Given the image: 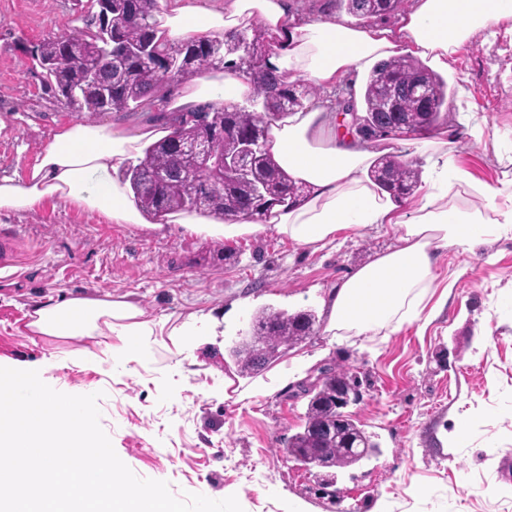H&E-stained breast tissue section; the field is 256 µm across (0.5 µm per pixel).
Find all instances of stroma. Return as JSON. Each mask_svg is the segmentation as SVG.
I'll list each match as a JSON object with an SVG mask.
<instances>
[{
	"label": "stroma",
	"instance_id": "stroma-1",
	"mask_svg": "<svg viewBox=\"0 0 512 512\" xmlns=\"http://www.w3.org/2000/svg\"><path fill=\"white\" fill-rule=\"evenodd\" d=\"M75 0H0V176L24 179L35 156L76 116L47 87L33 50L80 27ZM450 89L465 86L487 123L473 139L456 129L457 166L477 184L500 185L512 140V48L475 33L448 63ZM0 234L30 250L21 284L0 283V364L39 363L43 381L78 395L99 393L100 424L119 458L139 477L167 482L172 494L236 496L243 512H337L339 493L356 512H512V240L436 254L447 299L428 296L418 319L389 334L335 336L327 330L330 293L357 268L393 248L389 227L342 233L324 249L295 246L273 229L236 239L198 236L177 224L144 229L46 200L0 216ZM130 296L146 317H184L221 307L236 312L220 344L176 362L157 345L147 366L113 355L75 359V342L25 330L35 303L60 297ZM314 311L316 336L284 360L314 358L302 379L266 396H224V377L250 388L267 372L242 376L227 349L256 311ZM356 376L360 399L346 413L377 435L379 456L335 469L320 488L312 470L289 458L283 442L299 431L305 394L321 368ZM469 417L466 440L454 423Z\"/></svg>",
	"mask_w": 512,
	"mask_h": 512
}]
</instances>
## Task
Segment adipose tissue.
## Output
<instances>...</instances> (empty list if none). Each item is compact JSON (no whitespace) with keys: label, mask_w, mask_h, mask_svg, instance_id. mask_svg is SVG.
I'll return each mask as SVG.
<instances>
[{"label":"adipose tissue","mask_w":512,"mask_h":512,"mask_svg":"<svg viewBox=\"0 0 512 512\" xmlns=\"http://www.w3.org/2000/svg\"><path fill=\"white\" fill-rule=\"evenodd\" d=\"M157 3L160 33L172 42L221 37L261 21L274 39L269 61L278 72L328 92L394 55L417 56L441 72L474 32H482L490 44L502 34L512 37V0H413L396 23L367 28L333 17L305 19L292 0H224L219 6L207 0ZM252 96L251 85L239 73L223 71L177 89L161 88L155 103L160 112H190L202 103L218 109L243 105ZM169 133L160 121L132 129L85 121L63 125L37 154L25 179L0 178V215L32 211L54 199L99 213L115 224L157 228L156 218L141 211L119 172ZM268 147L291 179L305 185L304 198L274 207L264 218L184 212L166 215L165 220L215 239L252 235L268 223L295 245L312 250L345 231L396 229L397 245L358 268L332 294L328 329L336 335L366 336L418 318L422 301L438 278L437 250L470 249L490 238H512V191L483 185L475 189L476 201L456 203L469 180L456 167L449 140L414 142L428 175L412 208L406 198L371 180L374 153L366 141L339 134L332 100L310 101L273 122ZM26 329L36 336L78 342L96 338L97 360L118 353L140 364L158 342L173 355L192 357L197 349L216 344L224 333V319L210 313H192L180 320L148 318L135 302L107 295L35 306ZM312 365L306 356L294 357L290 366L247 392L235 391L233 380L225 379L224 395L241 401L272 393L302 377Z\"/></svg>","instance_id":"1"}]
</instances>
